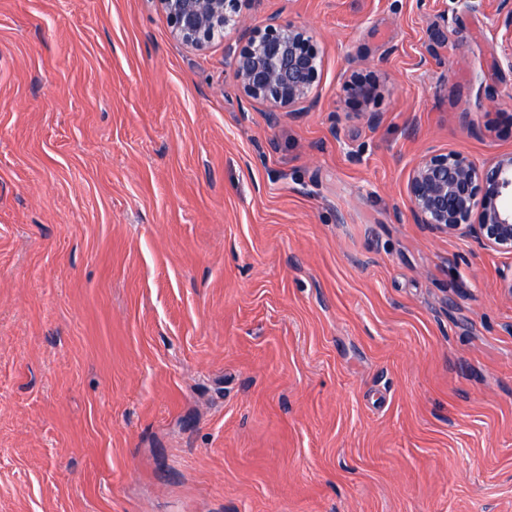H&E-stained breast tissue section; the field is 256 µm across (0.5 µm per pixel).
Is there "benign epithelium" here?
<instances>
[{
  "mask_svg": "<svg viewBox=\"0 0 512 512\" xmlns=\"http://www.w3.org/2000/svg\"><path fill=\"white\" fill-rule=\"evenodd\" d=\"M175 34L202 48L228 26L241 25L242 0H157ZM243 44L233 58L241 94L269 105L274 119L310 112L318 105L313 90L320 59L305 27L279 15L242 28ZM352 102L369 125L380 120L367 111L375 82L355 75L349 82ZM414 223L446 236H475L484 246L512 253V152L479 167L464 152L432 150L413 166L408 184Z\"/></svg>",
  "mask_w": 512,
  "mask_h": 512,
  "instance_id": "1",
  "label": "benign epithelium"
}]
</instances>
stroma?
<instances>
[{
	"label": "stroma",
	"instance_id": "obj_1",
	"mask_svg": "<svg viewBox=\"0 0 512 512\" xmlns=\"http://www.w3.org/2000/svg\"><path fill=\"white\" fill-rule=\"evenodd\" d=\"M273 13L321 59L318 108L276 122L237 28L0 0V512H512V254L408 200L428 149L512 151L504 18L242 11ZM352 102L361 108L369 125H377L380 116L377 112H368L367 108L375 97L376 84L367 76L354 75L349 82Z\"/></svg>",
	"mask_w": 512,
	"mask_h": 512
}]
</instances>
